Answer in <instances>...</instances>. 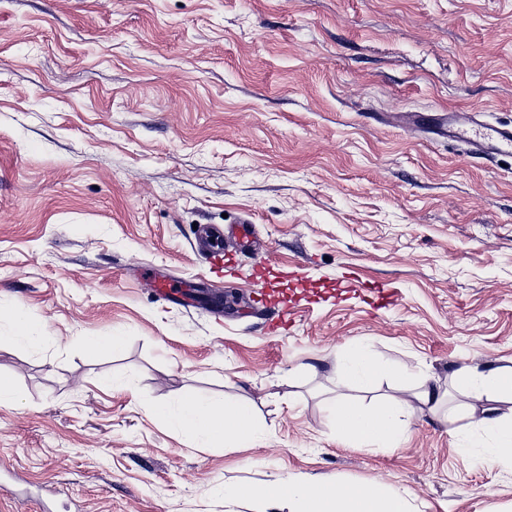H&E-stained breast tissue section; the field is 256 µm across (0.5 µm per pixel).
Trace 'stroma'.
<instances>
[{"instance_id": "35a3bbf8", "label": "stroma", "mask_w": 512, "mask_h": 512, "mask_svg": "<svg viewBox=\"0 0 512 512\" xmlns=\"http://www.w3.org/2000/svg\"><path fill=\"white\" fill-rule=\"evenodd\" d=\"M512 123V0H0V512H246L218 486L381 481L412 512H512V468L415 412L398 448L336 444L337 348L452 389L512 366V156L414 129L448 110ZM252 217L230 275L199 229ZM269 272L251 277L254 263ZM355 273L398 300L301 302L267 331L282 267ZM204 286L193 306L152 276ZM222 296L228 309L218 310ZM124 331L117 355L87 337ZM244 397L264 436L208 448L152 413Z\"/></svg>"}]
</instances>
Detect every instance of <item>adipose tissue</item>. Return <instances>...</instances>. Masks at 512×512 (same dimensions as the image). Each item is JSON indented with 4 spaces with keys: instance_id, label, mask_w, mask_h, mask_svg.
Segmentation results:
<instances>
[{
    "instance_id": "obj_1",
    "label": "adipose tissue",
    "mask_w": 512,
    "mask_h": 512,
    "mask_svg": "<svg viewBox=\"0 0 512 512\" xmlns=\"http://www.w3.org/2000/svg\"><path fill=\"white\" fill-rule=\"evenodd\" d=\"M335 365L344 389L336 393L329 407L336 421V442L343 447L367 451L399 447L409 433L406 416L413 405L434 411L448 397L447 392L425 378L404 388L402 395L369 405L353 399L349 389L366 388L375 381L399 375L395 367L374 358L365 342L337 350ZM457 381L462 387L458 405L467 426L456 427L457 417L448 415L449 434L458 447L467 451L478 449L483 461L512 466V418L496 415L490 407L477 409L470 403L474 396L512 400V367H465L458 371ZM152 412L182 435L207 447L253 445L261 438L254 408L244 398L216 401L190 395L175 406L155 403ZM224 495L240 504L284 503L288 512H411L406 495L389 491L380 483L361 484L342 492L323 481L273 475L264 481L225 486Z\"/></svg>"
}]
</instances>
